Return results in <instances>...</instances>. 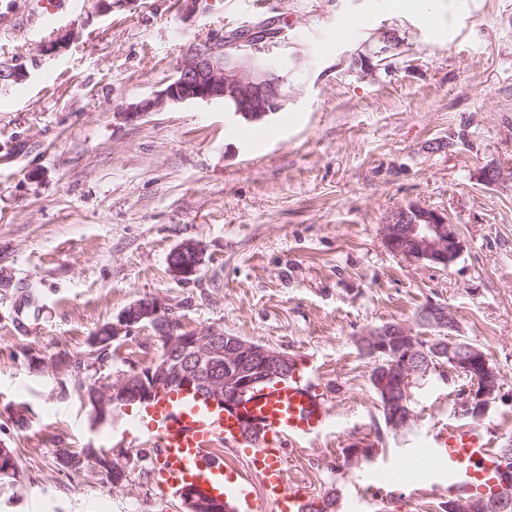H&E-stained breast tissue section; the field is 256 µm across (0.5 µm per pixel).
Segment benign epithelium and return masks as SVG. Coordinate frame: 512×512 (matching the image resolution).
I'll return each mask as SVG.
<instances>
[{
  "label": "benign epithelium",
  "instance_id": "benign-epithelium-1",
  "mask_svg": "<svg viewBox=\"0 0 512 512\" xmlns=\"http://www.w3.org/2000/svg\"><path fill=\"white\" fill-rule=\"evenodd\" d=\"M251 34V39L229 40L214 35L189 43L182 50L171 82L118 116L135 122L167 107L212 101L232 105L234 115L248 122L278 112L287 98V76L281 74V68L270 67L261 56L273 32L269 27H259L251 30ZM383 242L395 255L443 268L453 264L463 251L457 229L448 221L447 214L417 203L399 209L384 224ZM204 263V247L195 240L177 245L168 261L170 273L179 280L197 276ZM424 320L430 327L446 332L435 340L448 344V355H453L457 340L453 336V313L434 306L425 311ZM164 321L165 304L158 299H146L132 304L112 324L114 340L139 323L157 327L163 353L134 374L118 372L107 379L105 387L91 399L96 418L104 420L118 407L159 400L175 389L190 391L215 407L232 411L262 386L295 373V361L284 352L217 330L203 335L185 330L171 332L161 328ZM358 342L372 354L386 356L385 379L381 380L379 390L388 402L400 405L390 426H406L412 419L411 410L405 406L409 383L429 365L414 332L401 324L391 329L382 327L366 331ZM473 365L483 367L485 373L482 380L474 378L470 391L469 413L479 417L499 390V376L489 369L485 354L471 346L461 369L467 371ZM263 433L264 429L252 420L240 418L241 440L256 445ZM179 497L184 512H227L224 501L192 486L184 488ZM511 508L512 501L500 498L462 499L448 504L450 512H508Z\"/></svg>",
  "mask_w": 512,
  "mask_h": 512
}]
</instances>
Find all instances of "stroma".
Here are the masks:
<instances>
[{
	"label": "stroma",
	"mask_w": 512,
	"mask_h": 512,
	"mask_svg": "<svg viewBox=\"0 0 512 512\" xmlns=\"http://www.w3.org/2000/svg\"><path fill=\"white\" fill-rule=\"evenodd\" d=\"M401 0H210L186 18L180 0H60L55 19L27 0H0V443L18 475L0 479V512H182L152 474L135 420L142 405L96 419L87 386L147 365L162 351L134 327L108 360L55 372L62 354L130 304L160 299L184 329L219 330L287 352L325 399L330 424L290 445L288 481L305 498L338 497L336 512H445L414 467L444 427L471 423L462 379L447 369L415 380L414 419L387 429L357 341L384 325L417 328L447 307L458 334L501 376L479 418L495 447L512 441V0H434L442 15ZM347 17L364 26L335 39ZM262 21L280 34L269 56L288 63V99L263 120L223 102L188 103L128 123L119 113L163 89L182 49ZM388 31L390 69L366 74L357 55ZM67 36L62 51L48 49ZM500 172L485 182V170ZM417 203L444 212L463 252L443 268L414 264L382 241L386 217ZM205 247L194 281L170 274L182 241ZM25 407L27 421L13 412ZM370 442L352 465L350 445ZM139 461L122 487L74 473L64 452ZM401 480L367 493L385 471Z\"/></svg>",
	"instance_id": "1"
}]
</instances>
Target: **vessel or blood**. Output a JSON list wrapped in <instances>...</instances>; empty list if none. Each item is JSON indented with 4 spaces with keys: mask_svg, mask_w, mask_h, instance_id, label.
Listing matches in <instances>:
<instances>
[{
    "mask_svg": "<svg viewBox=\"0 0 512 512\" xmlns=\"http://www.w3.org/2000/svg\"><path fill=\"white\" fill-rule=\"evenodd\" d=\"M259 420L270 436L296 443L320 435L329 412L316 390L291 377L257 392L242 407ZM148 442L158 448L155 476L172 491L195 484L214 496L237 501L241 512H255L249 491L226 481L224 464L214 453L218 444L236 439L237 417L205 404L192 393L160 399L146 412ZM252 464L263 475L264 499L279 508L292 506L300 494L286 478L285 461L277 448H252ZM506 465L478 426L458 425L440 430L426 451L425 474L449 495L487 496L506 491Z\"/></svg>",
    "mask_w": 512,
    "mask_h": 512,
    "instance_id": "vessel-or-blood-1",
    "label": "vessel or blood"
}]
</instances>
